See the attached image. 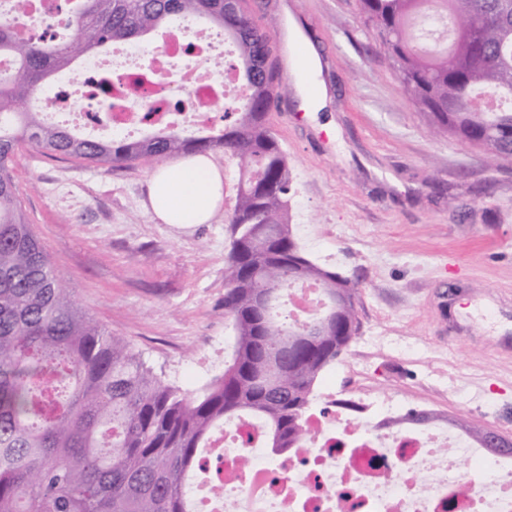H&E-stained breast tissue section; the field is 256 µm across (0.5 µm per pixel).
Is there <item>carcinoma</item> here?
I'll use <instances>...</instances> for the list:
<instances>
[{"label": "carcinoma", "instance_id": "obj_1", "mask_svg": "<svg viewBox=\"0 0 512 512\" xmlns=\"http://www.w3.org/2000/svg\"><path fill=\"white\" fill-rule=\"evenodd\" d=\"M415 109L443 135L512 166V0H358ZM68 35L23 40L0 21V512H192L186 485L202 449L229 420L259 425L280 454L306 438L320 375L358 335L350 277L310 260L289 218L292 172L268 123L278 79L272 39L241 0H69ZM173 16L224 30L244 68L246 95L224 131H176L129 141L79 137L39 112H18L54 72L109 43L154 32ZM27 139L49 156L152 164L222 151L246 178L225 223L224 311L235 326L222 377L182 396L124 339L78 306L56 276L10 170ZM321 285L303 322L277 309L296 283Z\"/></svg>", "mask_w": 512, "mask_h": 512}]
</instances>
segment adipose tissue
Returning a JSON list of instances; mask_svg holds the SVG:
<instances>
[{
	"mask_svg": "<svg viewBox=\"0 0 512 512\" xmlns=\"http://www.w3.org/2000/svg\"><path fill=\"white\" fill-rule=\"evenodd\" d=\"M223 204L224 174L208 155H186L150 176L147 209L161 223L207 224Z\"/></svg>",
	"mask_w": 512,
	"mask_h": 512,
	"instance_id": "1",
	"label": "adipose tissue"
}]
</instances>
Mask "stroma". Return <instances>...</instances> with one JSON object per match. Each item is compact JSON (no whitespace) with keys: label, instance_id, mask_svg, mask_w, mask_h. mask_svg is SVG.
I'll return each instance as SVG.
<instances>
[{"label":"stroma","instance_id":"obj_1","mask_svg":"<svg viewBox=\"0 0 512 512\" xmlns=\"http://www.w3.org/2000/svg\"><path fill=\"white\" fill-rule=\"evenodd\" d=\"M280 48L290 222L313 261L355 279L361 329L315 388L370 385L410 410L512 433V168L437 136L412 106L358 0H246ZM316 112L302 102L318 85ZM149 166L88 164L21 142L17 193L77 303L182 394L233 354L224 313L223 214L194 226L146 210ZM492 183V194L479 186Z\"/></svg>","mask_w":512,"mask_h":512}]
</instances>
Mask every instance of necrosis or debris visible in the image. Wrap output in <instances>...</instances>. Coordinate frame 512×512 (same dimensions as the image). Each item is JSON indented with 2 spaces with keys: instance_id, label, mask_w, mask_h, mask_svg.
Masks as SVG:
<instances>
[{
  "instance_id": "obj_1",
  "label": "necrosis or debris",
  "mask_w": 512,
  "mask_h": 512,
  "mask_svg": "<svg viewBox=\"0 0 512 512\" xmlns=\"http://www.w3.org/2000/svg\"><path fill=\"white\" fill-rule=\"evenodd\" d=\"M65 2L29 0L18 18L12 0H0V18L15 19L25 36L53 40ZM214 51L207 28L189 38L176 22L152 57L129 43L109 45L32 106L82 134L202 129L225 98L244 94L232 65L207 67ZM383 405L385 416L368 424L359 404L328 396L306 418L307 439L277 457L266 455L255 423H233L203 457L222 493L189 489L193 512H512L511 456L487 455L445 419L419 427L399 403Z\"/></svg>"
}]
</instances>
